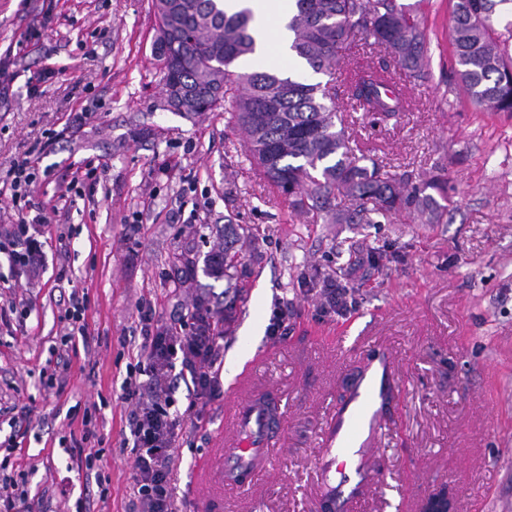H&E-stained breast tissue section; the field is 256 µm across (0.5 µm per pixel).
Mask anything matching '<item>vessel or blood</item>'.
Returning <instances> with one entry per match:
<instances>
[{
    "instance_id": "obj_1",
    "label": "vessel or blood",
    "mask_w": 512,
    "mask_h": 512,
    "mask_svg": "<svg viewBox=\"0 0 512 512\" xmlns=\"http://www.w3.org/2000/svg\"><path fill=\"white\" fill-rule=\"evenodd\" d=\"M389 361L377 357L366 361L346 403L337 410L326 431V465L336 473V484L326 493L325 503L345 512L356 492L353 473L367 468L378 446L385 408L393 391ZM236 437L225 449L220 477L236 483L245 473L257 474L270 464L267 448L270 416L261 413L254 399L242 402L235 411Z\"/></svg>"
}]
</instances>
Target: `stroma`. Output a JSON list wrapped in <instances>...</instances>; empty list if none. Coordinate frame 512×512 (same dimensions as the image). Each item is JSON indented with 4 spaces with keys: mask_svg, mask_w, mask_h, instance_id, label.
I'll return each mask as SVG.
<instances>
[{
    "mask_svg": "<svg viewBox=\"0 0 512 512\" xmlns=\"http://www.w3.org/2000/svg\"><path fill=\"white\" fill-rule=\"evenodd\" d=\"M417 14L423 72L396 80L412 109L383 119L350 114L362 147L393 171L448 184L446 223L414 213L379 224H312L256 178L223 111L187 118L166 109L152 44L151 0H0V56L12 81L0 96V228L19 213L49 219L38 278L0 277V474L24 477L41 512H130L133 456L122 440L130 408L121 384L137 357L139 310L153 324L188 318L199 296L223 302L225 279L178 283L173 256L211 250L224 227L242 241L243 275L224 312L225 395L273 393L284 414L269 438L272 465L237 486L219 478L233 407H203L175 443L181 512H317L323 433L346 380L369 350L393 361L399 394L386 414L373 478L348 512H419L448 489L454 512H512V116L472 103L456 74L452 0H397ZM33 151L39 179L23 210L6 172ZM79 195L57 208L60 186ZM349 290L346 316L323 313V280ZM82 297L89 343L63 344L59 321ZM288 305L276 337L246 335ZM67 369L65 387L49 376ZM27 431L13 435L15 407ZM85 443L111 476L102 502L67 451L84 414ZM14 438V449L1 445ZM70 493L60 496L59 486Z\"/></svg>",
    "mask_w": 512,
    "mask_h": 512,
    "instance_id": "obj_1",
    "label": "stroma"
}]
</instances>
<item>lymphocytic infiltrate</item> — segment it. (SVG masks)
I'll use <instances>...</instances> for the list:
<instances>
[{
    "label": "lymphocytic infiltrate",
    "mask_w": 512,
    "mask_h": 512,
    "mask_svg": "<svg viewBox=\"0 0 512 512\" xmlns=\"http://www.w3.org/2000/svg\"><path fill=\"white\" fill-rule=\"evenodd\" d=\"M47 223L46 215L38 213L0 233L6 241L0 256L11 269L34 273L42 268L41 238ZM223 338L221 318L201 301L194 304L191 324L177 319L155 332L125 337V344L145 360L142 380L128 377L121 384L122 398L131 407L123 445L134 456L132 512H177L171 448L182 414L174 408V392L182 381L191 385L195 398L211 401L220 397Z\"/></svg>",
    "instance_id": "obj_1"
}]
</instances>
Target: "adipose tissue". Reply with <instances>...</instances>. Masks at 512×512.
Wrapping results in <instances>:
<instances>
[{
  "mask_svg": "<svg viewBox=\"0 0 512 512\" xmlns=\"http://www.w3.org/2000/svg\"><path fill=\"white\" fill-rule=\"evenodd\" d=\"M294 0H249L257 17L258 38L255 53L246 59V67L266 68L289 60L288 17Z\"/></svg>",
  "mask_w": 512,
  "mask_h": 512,
  "instance_id": "1",
  "label": "adipose tissue"
}]
</instances>
